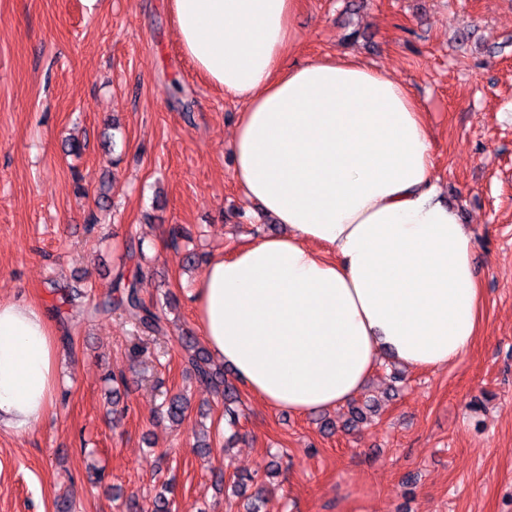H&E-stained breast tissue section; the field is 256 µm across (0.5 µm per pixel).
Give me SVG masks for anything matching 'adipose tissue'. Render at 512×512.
<instances>
[{
    "instance_id": "ef3b65f1",
    "label": "adipose tissue",
    "mask_w": 512,
    "mask_h": 512,
    "mask_svg": "<svg viewBox=\"0 0 512 512\" xmlns=\"http://www.w3.org/2000/svg\"><path fill=\"white\" fill-rule=\"evenodd\" d=\"M295 0H169L179 45L244 102L234 179L285 232L212 257L191 284L213 358L269 407L351 399L380 354L460 359L479 327L474 244L443 203L409 90L358 58L282 64ZM60 381L45 310L0 300V428L28 431Z\"/></svg>"
}]
</instances>
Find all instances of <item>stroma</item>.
<instances>
[{
  "instance_id": "stroma-1",
  "label": "stroma",
  "mask_w": 512,
  "mask_h": 512,
  "mask_svg": "<svg viewBox=\"0 0 512 512\" xmlns=\"http://www.w3.org/2000/svg\"><path fill=\"white\" fill-rule=\"evenodd\" d=\"M348 2L298 0L285 63L355 56L413 93L442 196L475 245L474 345L400 383L380 364L350 404L322 413L244 390L225 425L223 397L187 378L178 337L200 333L186 250L208 260L280 231L233 178L244 103L184 56L169 0H0V300L42 307L73 338L48 413L0 430V512H56L66 493L75 512H126L132 497L151 512L168 480L176 512H247L216 472L229 483L271 466L262 512H512V0H361L355 14ZM103 194L113 207L100 213ZM176 224L191 236L174 247ZM121 271L140 276L145 299H176L166 335L135 336L119 311L83 319ZM55 282L76 289L74 304ZM119 371L113 400L105 377ZM183 390L193 408L175 426L160 404ZM369 399L376 413L345 429Z\"/></svg>"
}]
</instances>
